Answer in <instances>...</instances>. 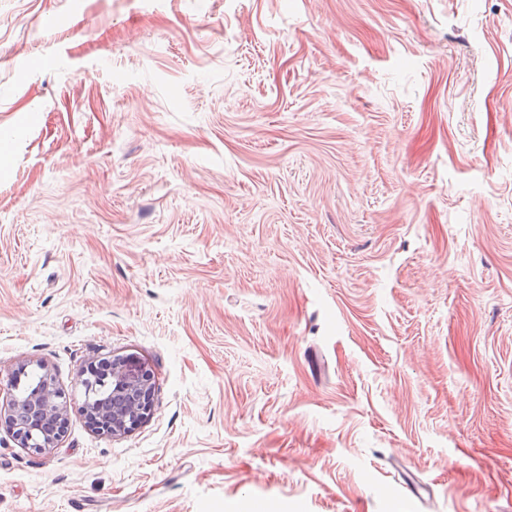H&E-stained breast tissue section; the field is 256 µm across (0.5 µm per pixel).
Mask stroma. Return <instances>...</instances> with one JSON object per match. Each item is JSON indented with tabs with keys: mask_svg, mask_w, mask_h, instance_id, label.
<instances>
[{
	"mask_svg": "<svg viewBox=\"0 0 512 512\" xmlns=\"http://www.w3.org/2000/svg\"><path fill=\"white\" fill-rule=\"evenodd\" d=\"M0 152V512H512V0H0ZM112 376V402L97 403L89 399L92 382L88 373L97 377V366L87 368L81 379L87 399L84 402L90 425L101 435L117 437L137 429L153 411L152 374L132 356H115L103 362ZM43 373L40 384L27 397L17 393L21 374L9 382L15 391L4 407L8 419L9 433L18 447L36 453L55 448L67 429L66 394L56 382L51 371L42 364L37 365ZM32 423L44 426L43 435L34 433Z\"/></svg>",
	"mask_w": 512,
	"mask_h": 512,
	"instance_id": "obj_1",
	"label": "stroma"
}]
</instances>
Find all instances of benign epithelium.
<instances>
[{
	"label": "benign epithelium",
	"mask_w": 512,
	"mask_h": 512,
	"mask_svg": "<svg viewBox=\"0 0 512 512\" xmlns=\"http://www.w3.org/2000/svg\"><path fill=\"white\" fill-rule=\"evenodd\" d=\"M112 376V402H84L90 425L101 435L117 437L137 429L153 411L152 374L132 356H115L103 362ZM43 373L40 384L28 396L16 393L20 378L9 382L14 391L4 407L9 433L18 447L36 453L56 447L67 429L66 394L51 371Z\"/></svg>",
	"instance_id": "obj_1"
}]
</instances>
